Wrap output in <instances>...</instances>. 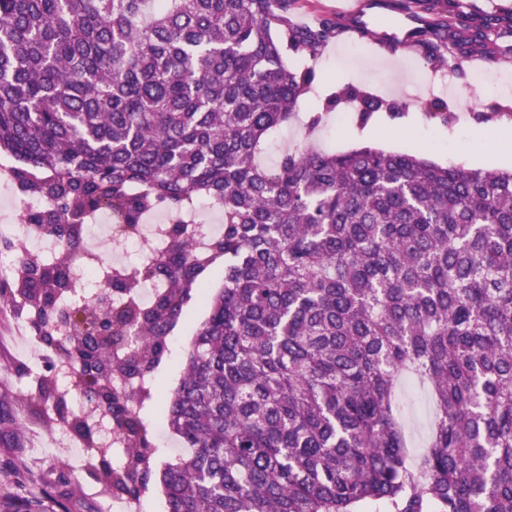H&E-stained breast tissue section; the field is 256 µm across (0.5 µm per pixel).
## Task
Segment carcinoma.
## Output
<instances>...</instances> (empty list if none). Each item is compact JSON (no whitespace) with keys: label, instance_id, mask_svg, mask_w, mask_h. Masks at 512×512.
<instances>
[{"label":"carcinoma","instance_id":"obj_1","mask_svg":"<svg viewBox=\"0 0 512 512\" xmlns=\"http://www.w3.org/2000/svg\"><path fill=\"white\" fill-rule=\"evenodd\" d=\"M311 6L0 0V156L46 199L37 228L60 245L49 262L17 257L0 314L70 288L90 214L112 211L127 233L158 210L179 214L163 248L107 279L119 345L91 333L97 304H58L77 333L55 347L73 390L130 448L118 468L101 455L102 483L138 498L154 481L166 512H512V171L369 146L288 148L263 167L269 138L315 92V69L288 58L316 59L339 29L324 14L296 25ZM401 8L429 19L417 40L429 64L449 41L490 61L512 54L486 34L512 32V14L450 17L448 0ZM348 99L361 123L397 108L341 85L310 127ZM417 107L448 116L441 98ZM199 201L223 225L202 248ZM152 280L164 289L144 307ZM193 300L207 313L164 404L186 452L157 474L135 392L112 389V376H152ZM50 319L38 308L36 335ZM407 377L434 410L416 456L399 405ZM31 399L55 408L53 423L68 419L54 377ZM24 430L0 398V444L21 447ZM68 480L60 462L41 484ZM43 501L27 495L16 512H44Z\"/></svg>","mask_w":512,"mask_h":512}]
</instances>
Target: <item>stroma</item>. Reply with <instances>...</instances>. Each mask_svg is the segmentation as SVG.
<instances>
[{
  "label": "stroma",
  "mask_w": 512,
  "mask_h": 512,
  "mask_svg": "<svg viewBox=\"0 0 512 512\" xmlns=\"http://www.w3.org/2000/svg\"><path fill=\"white\" fill-rule=\"evenodd\" d=\"M347 39L336 35L324 47L315 61L319 77L318 93L306 97L299 109V118L282 129L268 149L267 165H274L282 150L312 140L325 151L339 153L368 143L388 151L424 156L439 164H454L466 168L494 166L512 168V111L493 113L492 108L506 104L502 95L488 92L473 79H461L451 74L447 86L422 79L424 68L417 53L397 49L390 58L381 57L362 47L350 61L342 55ZM350 84L398 104L395 114H374L366 124L357 120H337L326 116L316 131H308L310 113L319 111L322 95L336 85ZM440 97L448 102L447 119H429L417 112V102ZM204 314L199 304H191L183 321L172 337L171 352L156 370L157 384L153 397L143 409L145 418L156 419L160 430V445L153 454L155 467L181 455L182 448L162 421V408L171 387L177 382L184 363V351ZM10 315L0 316V392L11 396L13 417L24 420L30 415L26 396L33 383L28 371L16 368ZM61 449L43 445L23 448L0 447V487L23 493L39 476L57 461ZM64 499L70 512H106L105 501L92 474L71 479L47 498L45 508L53 512L56 499Z\"/></svg>",
  "instance_id": "35a3bbf8"
}]
</instances>
